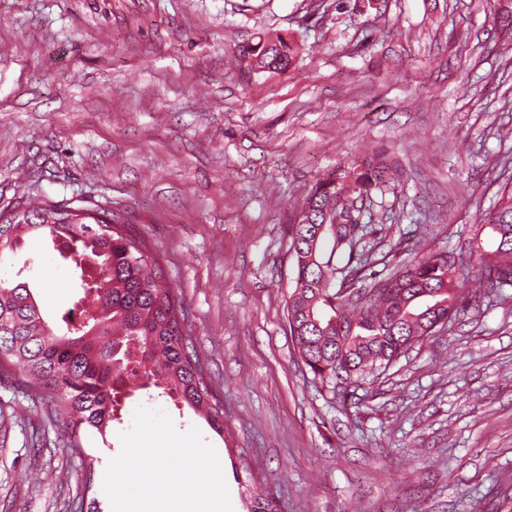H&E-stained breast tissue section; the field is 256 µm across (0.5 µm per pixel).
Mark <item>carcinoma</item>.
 Returning <instances> with one entry per match:
<instances>
[{
  "label": "carcinoma",
  "instance_id": "1",
  "mask_svg": "<svg viewBox=\"0 0 512 512\" xmlns=\"http://www.w3.org/2000/svg\"><path fill=\"white\" fill-rule=\"evenodd\" d=\"M494 20L512 28V0H496ZM297 48L284 37L264 36L249 50L260 70L286 71ZM399 170L382 150H371L318 178L288 216L289 252L295 260L287 322L299 359L333 388L348 389L374 375L414 344L465 315L477 293L506 297L512 288V187L475 225L468 258L447 261L438 252L414 257L397 271L361 273L371 262L364 228L347 223L360 198L397 181ZM125 217L109 209L45 201L0 214V238L12 251L25 238L50 239L76 273L78 300L52 326L26 282L0 276V364L17 368L49 392L55 414L77 435L85 460V491L95 462L78 435L107 443L122 397L153 386L187 404L218 435L224 409L199 356L188 351L185 314L147 243L125 232ZM490 229L495 247L483 248ZM446 291L447 306L432 312L425 293ZM443 322L434 331V319ZM249 512H278L276 500L246 488Z\"/></svg>",
  "mask_w": 512,
  "mask_h": 512
}]
</instances>
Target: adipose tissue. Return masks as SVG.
I'll return each mask as SVG.
<instances>
[{"label":"adipose tissue","instance_id":"ef3b65f1","mask_svg":"<svg viewBox=\"0 0 512 512\" xmlns=\"http://www.w3.org/2000/svg\"><path fill=\"white\" fill-rule=\"evenodd\" d=\"M139 480L146 488L142 506L121 504L117 512H207L206 504L214 495L211 483L200 484L164 465H145L140 454H132L126 467L114 474L121 486Z\"/></svg>","mask_w":512,"mask_h":512}]
</instances>
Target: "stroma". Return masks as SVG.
Listing matches in <instances>:
<instances>
[{"mask_svg":"<svg viewBox=\"0 0 512 512\" xmlns=\"http://www.w3.org/2000/svg\"><path fill=\"white\" fill-rule=\"evenodd\" d=\"M495 0H0V212L52 200L121 213L175 288L224 409L139 391L86 475L45 393L0 365V512H88L126 501L112 476L135 448L218 465L214 512H246L247 480L281 512H512V297L480 298L344 394L289 336V206L362 148L398 183L359 212L379 268L467 256L512 182V33ZM300 48L287 71L242 53ZM52 318L71 308L50 240L0 256ZM248 53L259 70L286 71L293 66L297 48L280 35L264 36Z\"/></svg>","mask_w":512,"mask_h":512,"instance_id":"stroma-1","label":"stroma"}]
</instances>
